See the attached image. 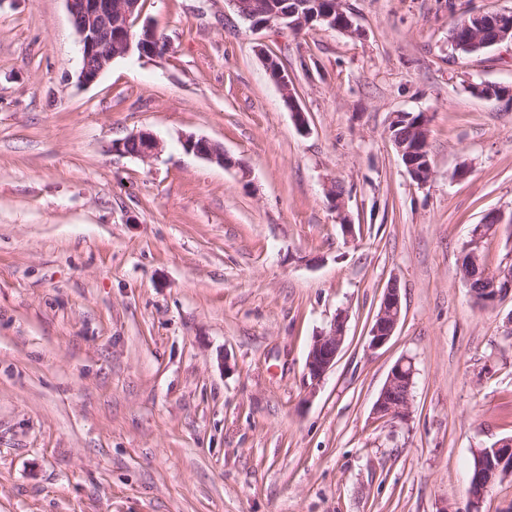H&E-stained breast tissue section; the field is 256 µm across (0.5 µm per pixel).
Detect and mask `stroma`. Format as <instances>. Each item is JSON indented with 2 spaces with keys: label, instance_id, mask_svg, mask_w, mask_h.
<instances>
[{
  "label": "stroma",
  "instance_id": "1",
  "mask_svg": "<svg viewBox=\"0 0 512 512\" xmlns=\"http://www.w3.org/2000/svg\"><path fill=\"white\" fill-rule=\"evenodd\" d=\"M343 2L358 34L145 0L168 52L84 86L64 0H0V512H468L474 449L512 437V296L481 307L461 272L474 226L512 214V105L470 87L512 85V41L463 56L448 34L512 0ZM420 112L424 186L388 135ZM141 130L158 158L113 152ZM392 283L401 319L373 349ZM403 358L410 415L377 417ZM269 63L270 62L265 60L266 70L268 74L271 76V69L269 68ZM271 78L278 87V89L280 90L282 97L288 106V109L291 111L296 127L300 131H305L307 129V120L305 117V113L302 111L301 107L297 102L295 93L292 88V83L288 77V73H286L284 69L277 67L275 74L271 76ZM181 143L186 152L193 153L202 159L216 163L225 169H238L242 173L243 178L248 177L249 170L245 163L229 155L224 151L223 146L192 133L184 134ZM345 337V318L338 314L327 330L314 337L306 357V369L312 385H318L336 364Z\"/></svg>",
  "mask_w": 512,
  "mask_h": 512
}]
</instances>
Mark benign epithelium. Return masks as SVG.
<instances>
[{
	"label": "benign epithelium",
	"mask_w": 512,
	"mask_h": 512,
	"mask_svg": "<svg viewBox=\"0 0 512 512\" xmlns=\"http://www.w3.org/2000/svg\"><path fill=\"white\" fill-rule=\"evenodd\" d=\"M74 27L81 67L78 81L83 85H91L109 67L117 57L136 55L140 58L158 57L159 42L156 30L147 21H141L143 8L141 0H65ZM293 6L287 14H273L266 19H252L249 28L261 31L272 27L285 28L291 31H303L312 27L317 20L323 26L345 34H355L353 15L344 10V4L335 0L317 11L309 9L308 0H290ZM489 24L500 30V37L495 40L499 44L512 36V13H485L470 8L465 13L464 23L458 28L457 42L454 49L484 48L486 43L480 41L481 33L477 26ZM273 82L280 90L288 109L291 111L296 127L307 130L305 113L299 106L288 73L276 68L272 76ZM472 91L478 96L495 97L503 102L512 101V85L474 84ZM430 116L427 113L415 122L419 136L413 147L394 141L407 173L419 185L428 184L433 176L432 163L426 153ZM182 146L188 153L216 163L226 169L235 168L248 177L249 170L245 163L232 157L224 147L205 137L192 133L182 136ZM112 151L138 157L144 161L157 158L162 152V142L150 131H139L112 144ZM512 223L500 211H490L484 223L473 230L472 239L467 247L471 259H476L480 245L485 238V225ZM512 293V270L502 268L494 274L493 294L476 299L483 307L495 305L503 297ZM401 298L397 284L389 285L382 297L380 309L370 331V346L378 349L393 335L401 318ZM345 337V318L337 315L328 329L314 337L306 357V369L311 386L322 381L326 373L336 364ZM415 366L412 360L402 358L390 370L382 387L373 413L379 417H392L403 420L408 414L411 391L414 384ZM476 471L486 470L501 478L512 476V437L497 441L491 448H477L473 451Z\"/></svg>",
	"instance_id": "obj_1"
}]
</instances>
